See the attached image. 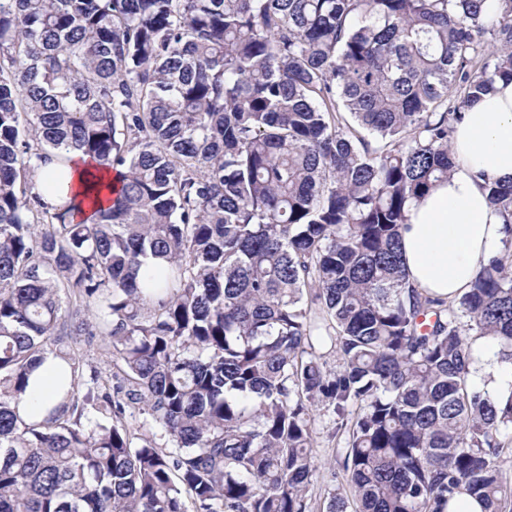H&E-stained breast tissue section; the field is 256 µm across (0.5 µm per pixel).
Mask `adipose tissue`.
Here are the masks:
<instances>
[{"mask_svg": "<svg viewBox=\"0 0 512 512\" xmlns=\"http://www.w3.org/2000/svg\"><path fill=\"white\" fill-rule=\"evenodd\" d=\"M453 169L446 181L408 209L401 230L402 259L412 287L453 299L467 288L477 270L501 248L506 237L502 217L488 201L486 182L512 183V82L496 81L464 112L451 146ZM108 183V171L85 166L56 180L53 167L38 170L35 189L46 200L56 193H83L91 178ZM473 379L491 396L512 394V363L500 361L488 340L475 343ZM65 361L45 354L30 373L25 396L17 406L25 421L43 420L56 405L70 378Z\"/></svg>", "mask_w": 512, "mask_h": 512, "instance_id": "ef3b65f1", "label": "adipose tissue"}]
</instances>
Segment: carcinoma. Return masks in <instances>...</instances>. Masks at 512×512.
Here are the masks:
<instances>
[{
    "label": "carcinoma",
    "instance_id": "carcinoma-1",
    "mask_svg": "<svg viewBox=\"0 0 512 512\" xmlns=\"http://www.w3.org/2000/svg\"><path fill=\"white\" fill-rule=\"evenodd\" d=\"M498 78L512 0H0V512H308L320 407L358 512L460 490L512 512V396L470 371L480 338L512 363V184L459 297L401 259ZM78 157L116 184L34 190ZM82 335L108 340L111 383L66 351ZM46 352L70 387L26 423Z\"/></svg>",
    "mask_w": 512,
    "mask_h": 512
}]
</instances>
